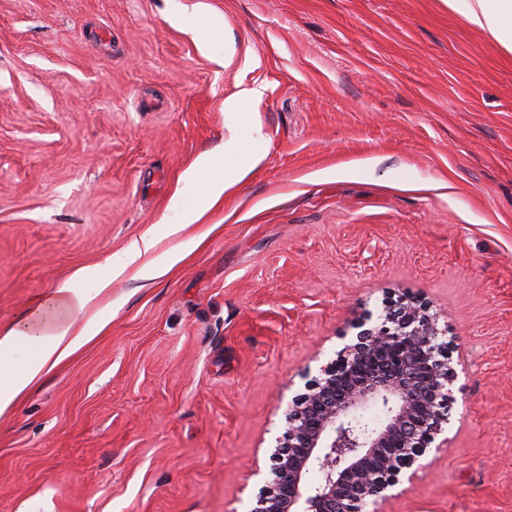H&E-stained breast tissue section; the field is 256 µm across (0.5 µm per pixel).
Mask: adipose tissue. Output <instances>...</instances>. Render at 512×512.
<instances>
[{
  "instance_id": "adipose-tissue-1",
  "label": "adipose tissue",
  "mask_w": 512,
  "mask_h": 512,
  "mask_svg": "<svg viewBox=\"0 0 512 512\" xmlns=\"http://www.w3.org/2000/svg\"><path fill=\"white\" fill-rule=\"evenodd\" d=\"M449 12L486 33L512 54V0H441ZM91 267L75 269L30 304L11 325L0 328V417L7 414L43 377L67 363L110 326L94 307L95 297L80 287L94 276ZM25 350L22 361L14 352Z\"/></svg>"
}]
</instances>
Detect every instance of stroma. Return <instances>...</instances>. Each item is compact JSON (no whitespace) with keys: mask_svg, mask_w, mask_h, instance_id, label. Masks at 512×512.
I'll use <instances>...</instances> for the list:
<instances>
[{"mask_svg":"<svg viewBox=\"0 0 512 512\" xmlns=\"http://www.w3.org/2000/svg\"><path fill=\"white\" fill-rule=\"evenodd\" d=\"M229 140L205 247L113 279L109 333L0 417V512H251L289 402L393 293L453 377L385 512H512V54L440 0H0V325L145 232L164 261ZM235 147L231 141H228L224 144V154L221 155H211L209 153L202 155L195 169L188 175V179L195 180L200 174L211 171L213 168L217 166L224 165V161H229L234 158Z\"/></svg>","mask_w":512,"mask_h":512,"instance_id":"obj_1","label":"stroma"}]
</instances>
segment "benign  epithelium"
Returning <instances> with one entry per match:
<instances>
[{"mask_svg":"<svg viewBox=\"0 0 512 512\" xmlns=\"http://www.w3.org/2000/svg\"><path fill=\"white\" fill-rule=\"evenodd\" d=\"M370 321L369 312L352 320L350 341L293 397L272 479L251 512H381L400 474L444 431L447 331L405 295Z\"/></svg>","mask_w":512,"mask_h":512,"instance_id":"1","label":"benign epithelium"}]
</instances>
